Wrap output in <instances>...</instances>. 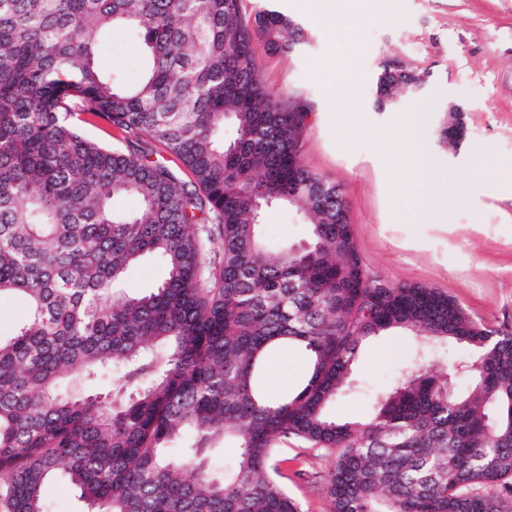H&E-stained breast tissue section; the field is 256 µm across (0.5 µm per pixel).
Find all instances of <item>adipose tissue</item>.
Masks as SVG:
<instances>
[{
    "mask_svg": "<svg viewBox=\"0 0 512 512\" xmlns=\"http://www.w3.org/2000/svg\"><path fill=\"white\" fill-rule=\"evenodd\" d=\"M418 115L404 116L399 121V132L390 143V151L395 158L391 170V179L396 191L407 193L415 191L423 182L437 180L439 188L436 196L429 199L425 213H433L441 203L447 202V186L452 181L450 173H433L428 162L427 152L418 134Z\"/></svg>",
    "mask_w": 512,
    "mask_h": 512,
    "instance_id": "ef3b65f1",
    "label": "adipose tissue"
}]
</instances>
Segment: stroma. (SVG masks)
Listing matches in <instances>:
<instances>
[{
  "mask_svg": "<svg viewBox=\"0 0 512 512\" xmlns=\"http://www.w3.org/2000/svg\"><path fill=\"white\" fill-rule=\"evenodd\" d=\"M297 21L303 42L288 54H260L262 79L285 104H308L303 164L338 185L348 204L351 234L362 265L396 284H419L451 295L474 321L512 326V0H370L352 24L314 17L300 0H279ZM347 61L350 80L332 79L322 68L329 48ZM396 59L424 75L423 89L377 111L374 85L384 62ZM101 69L136 81L144 56L130 33L113 28L97 56ZM467 113L460 150L439 142L449 103ZM420 113L418 129L431 168L458 178L459 195L437 217L423 215L419 196H398L389 181L388 143L402 116ZM486 156L500 170L474 179L470 169ZM272 244H305L307 227L294 211L273 208L262 227ZM413 342L400 332L364 345L354 363L360 389L328 407L336 419L367 421L374 397L399 384ZM309 363L299 348L267 359L269 395L296 390ZM335 454L292 441L276 448L274 461L303 512H332L327 492Z\"/></svg>",
  "mask_w": 512,
  "mask_h": 512,
  "instance_id": "1",
  "label": "stroma"
}]
</instances>
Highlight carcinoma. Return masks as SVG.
<instances>
[{
    "instance_id": "cac0c4a2",
    "label": "carcinoma",
    "mask_w": 512,
    "mask_h": 512,
    "mask_svg": "<svg viewBox=\"0 0 512 512\" xmlns=\"http://www.w3.org/2000/svg\"><path fill=\"white\" fill-rule=\"evenodd\" d=\"M243 2L0 0V297L28 302L0 340V502L47 512L62 473L94 512H301L273 464L293 439L336 452L333 512H505L475 488L512 496V332L365 272L343 192L302 163L310 107L283 106L257 65L302 30ZM116 26L146 58L133 83L96 64ZM416 83L389 60L376 89ZM99 120L122 146L83 135ZM125 195L139 211L113 208ZM273 206L301 212L314 257L267 243ZM146 255L164 277L132 296L125 275ZM392 330L416 336L405 378L369 421L337 420L327 407L362 345ZM448 340L468 361L425 364L428 342ZM292 345L309 377L271 400L259 371ZM110 367L123 370L110 394L64 388ZM451 371L467 394L448 389ZM219 439L239 455L216 476Z\"/></svg>"
}]
</instances>
